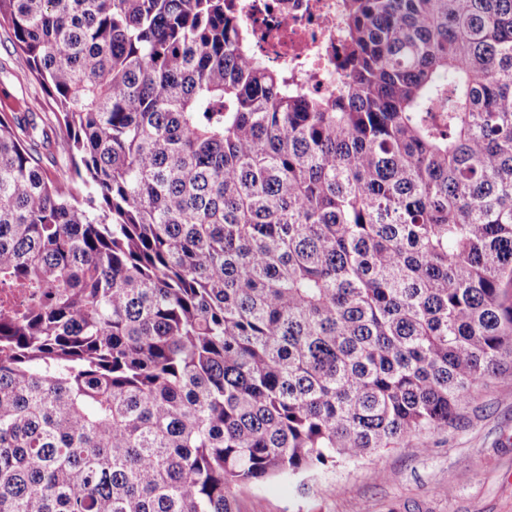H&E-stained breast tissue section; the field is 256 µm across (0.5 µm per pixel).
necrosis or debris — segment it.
Masks as SVG:
<instances>
[{
  "label": "necrosis or debris",
  "instance_id": "4bbe7bcc",
  "mask_svg": "<svg viewBox=\"0 0 512 512\" xmlns=\"http://www.w3.org/2000/svg\"><path fill=\"white\" fill-rule=\"evenodd\" d=\"M267 62L285 67L320 95L342 78L336 45L342 35L341 0H237Z\"/></svg>",
  "mask_w": 512,
  "mask_h": 512
}]
</instances>
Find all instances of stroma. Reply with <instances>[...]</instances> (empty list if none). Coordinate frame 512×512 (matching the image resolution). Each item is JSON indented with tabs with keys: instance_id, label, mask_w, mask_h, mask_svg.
<instances>
[{
	"instance_id": "obj_1",
	"label": "stroma",
	"mask_w": 512,
	"mask_h": 512,
	"mask_svg": "<svg viewBox=\"0 0 512 512\" xmlns=\"http://www.w3.org/2000/svg\"><path fill=\"white\" fill-rule=\"evenodd\" d=\"M0 113L56 106L0 29ZM234 512H512V374L476 394L448 427L300 483L234 491Z\"/></svg>"
}]
</instances>
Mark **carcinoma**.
Instances as JSON below:
<instances>
[{
  "instance_id": "cac0c4a2",
  "label": "carcinoma",
  "mask_w": 512,
  "mask_h": 512,
  "mask_svg": "<svg viewBox=\"0 0 512 512\" xmlns=\"http://www.w3.org/2000/svg\"><path fill=\"white\" fill-rule=\"evenodd\" d=\"M232 2L0 0V512H233L512 371V0H341L327 98ZM0 60L6 70L0 72V113L32 112L52 115L56 112L53 100L29 74L24 59L13 52L5 31L0 29Z\"/></svg>"
}]
</instances>
